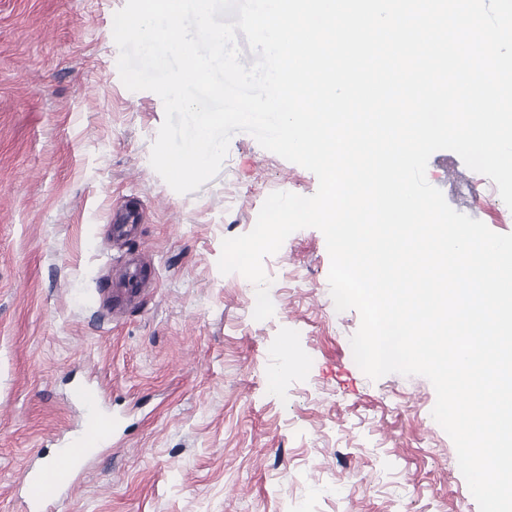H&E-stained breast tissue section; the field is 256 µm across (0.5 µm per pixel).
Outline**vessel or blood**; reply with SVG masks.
<instances>
[{
    "label": "vessel or blood",
    "mask_w": 512,
    "mask_h": 512,
    "mask_svg": "<svg viewBox=\"0 0 512 512\" xmlns=\"http://www.w3.org/2000/svg\"><path fill=\"white\" fill-rule=\"evenodd\" d=\"M102 398L100 387L91 383L72 390V401L81 405L87 416L86 429L79 438L69 441L66 453L56 465L26 469L20 479L25 512H42L46 493L58 489L73 472L83 468V449L88 443L102 444L109 440L112 419L101 406Z\"/></svg>",
    "instance_id": "obj_1"
}]
</instances>
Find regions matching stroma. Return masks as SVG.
Returning a JSON list of instances; mask_svg holds the SVG:
<instances>
[{
	"mask_svg": "<svg viewBox=\"0 0 512 512\" xmlns=\"http://www.w3.org/2000/svg\"><path fill=\"white\" fill-rule=\"evenodd\" d=\"M125 2L0 0V512H24L22 473L84 427L68 394L90 380L120 427L44 512H479L431 382L356 364L360 315L335 308L320 230L264 259L266 320L254 285L220 272L223 240L270 193L318 179L239 132L214 178L176 193L150 164L163 102L119 75ZM426 177L512 233L456 153H433ZM129 200L142 221L113 239ZM131 259L149 284L117 309Z\"/></svg>",
	"mask_w": 512,
	"mask_h": 512,
	"instance_id": "1",
	"label": "stroma"
}]
</instances>
